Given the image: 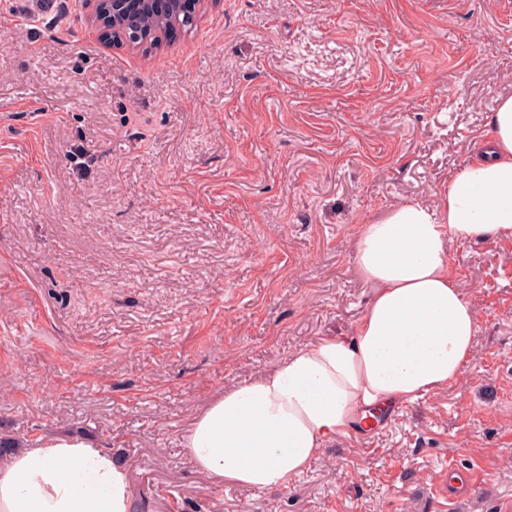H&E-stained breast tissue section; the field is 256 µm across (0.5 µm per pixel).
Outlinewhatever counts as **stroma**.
<instances>
[{"label":"stroma","instance_id":"obj_1","mask_svg":"<svg viewBox=\"0 0 512 512\" xmlns=\"http://www.w3.org/2000/svg\"><path fill=\"white\" fill-rule=\"evenodd\" d=\"M81 0H0V432L105 440L149 512H512V238L452 244L456 385L289 484L218 486L195 407L370 290L355 226L433 202L512 94V0H204L157 49ZM479 487L448 497L449 465Z\"/></svg>","mask_w":512,"mask_h":512}]
</instances>
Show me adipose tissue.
<instances>
[{
    "instance_id": "obj_1",
    "label": "adipose tissue",
    "mask_w": 512,
    "mask_h": 512,
    "mask_svg": "<svg viewBox=\"0 0 512 512\" xmlns=\"http://www.w3.org/2000/svg\"><path fill=\"white\" fill-rule=\"evenodd\" d=\"M481 151L434 203L358 224L353 260L371 293L348 335L305 344L195 412L180 443L214 484L287 487L376 411L462 379L479 318L450 245L512 238V96L499 100ZM131 510L128 471L99 440L46 432L0 462V512Z\"/></svg>"
}]
</instances>
